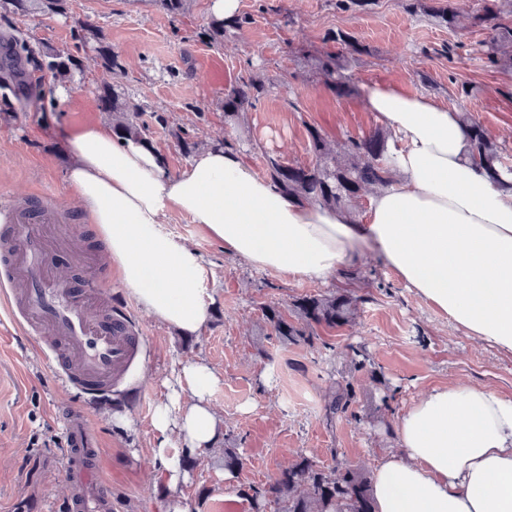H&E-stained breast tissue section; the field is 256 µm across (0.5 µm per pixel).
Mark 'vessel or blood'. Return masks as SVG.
Returning a JSON list of instances; mask_svg holds the SVG:
<instances>
[{"label": "vessel or blood", "mask_w": 512, "mask_h": 512, "mask_svg": "<svg viewBox=\"0 0 512 512\" xmlns=\"http://www.w3.org/2000/svg\"><path fill=\"white\" fill-rule=\"evenodd\" d=\"M57 214L50 193L24 206L11 200L0 208L6 225L0 240V301L23 332L50 337L44 358L55 374L93 397L125 377L144 338L127 313L113 311L104 289L86 284L84 276L96 261L76 252L78 228L60 231ZM64 249L75 251L81 279L61 277L54 257ZM64 440L74 487L58 503V512H113L112 490L101 477L100 439L86 409L67 414Z\"/></svg>", "instance_id": "obj_1"}]
</instances>
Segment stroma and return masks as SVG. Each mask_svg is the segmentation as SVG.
Listing matches in <instances>:
<instances>
[{
  "label": "stroma",
  "mask_w": 512,
  "mask_h": 512,
  "mask_svg": "<svg viewBox=\"0 0 512 512\" xmlns=\"http://www.w3.org/2000/svg\"><path fill=\"white\" fill-rule=\"evenodd\" d=\"M210 2L190 0L173 15L159 0H72L69 14L38 16L0 0V42L26 72L20 84L13 66L0 67V201L51 190L82 226L84 248L104 254L93 283L110 291L113 305L146 336L128 377L88 409L115 512H162L153 411L186 360L204 361L219 376L211 401L224 435L188 468L185 512H213L219 501L253 512L245 489L271 482L302 456L323 466L340 458L373 468L395 446L398 416L436 386L455 381L512 397V356L465 338L404 288L373 249L323 281L288 277L225 253L200 225L171 209L163 227L201 257L211 320L198 334L181 336L141 308L65 182L64 133L112 121L96 89H116L140 105L152 146L175 171L190 159L185 140L201 148L230 142L260 175L269 156L312 164L310 129L338 148L380 129L364 103L370 86L429 95L471 113L512 156V70L482 54L481 28L448 30L426 13H408L404 0H374L364 9L340 0H240L237 26L213 44L205 38L214 19ZM84 28L104 35L121 70L101 66L96 42L81 37ZM339 30L367 48L343 58L342 94L316 67L318 58L337 52L328 36ZM449 43L450 54L443 50ZM53 50L71 53L77 66L61 76L48 70ZM249 76L264 82V93L244 118L225 116V90ZM61 83L71 89L63 102L56 95ZM465 84L477 86L478 95L464 97ZM338 289L363 297L360 315L353 325L320 330L313 343L283 342L264 319L265 307L287 314L300 297ZM356 359L362 369L353 368ZM344 383L356 394L358 420L326 416L328 394ZM80 400L45 366L38 345L13 333L0 350V512H39L40 503L69 493L60 411ZM228 448L244 462L232 473L224 470Z\"/></svg>",
  "instance_id": "1"
}]
</instances>
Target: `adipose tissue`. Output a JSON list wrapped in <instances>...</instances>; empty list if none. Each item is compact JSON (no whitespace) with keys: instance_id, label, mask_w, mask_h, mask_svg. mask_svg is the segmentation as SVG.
Here are the masks:
<instances>
[{"instance_id":"1","label":"adipose tissue","mask_w":512,"mask_h":512,"mask_svg":"<svg viewBox=\"0 0 512 512\" xmlns=\"http://www.w3.org/2000/svg\"><path fill=\"white\" fill-rule=\"evenodd\" d=\"M365 101L395 136L396 176L362 224L289 195L224 147L199 151L173 173L148 144L115 138L103 125L66 134V183L140 306L181 334L199 333L210 308L201 258L163 229L171 208L225 252L292 277L327 279L357 246L372 244L467 338L512 355V190L469 160L447 105L385 86L370 88ZM218 382L206 364L184 363L155 409L152 454L170 491L164 512H183L177 490L186 478L167 442L174 435L185 449L211 450L222 429L211 404ZM395 429V448L372 469L376 512H512V398L451 381L421 396Z\"/></svg>"}]
</instances>
